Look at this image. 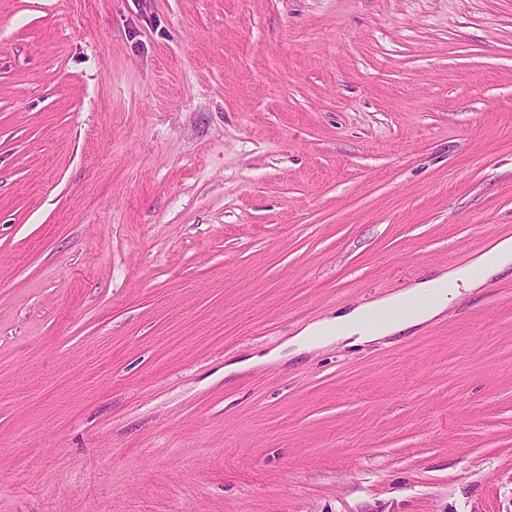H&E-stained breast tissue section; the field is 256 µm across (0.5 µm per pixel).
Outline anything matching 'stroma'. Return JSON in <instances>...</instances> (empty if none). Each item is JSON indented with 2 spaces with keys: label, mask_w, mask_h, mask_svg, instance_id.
<instances>
[{
  "label": "stroma",
  "mask_w": 512,
  "mask_h": 512,
  "mask_svg": "<svg viewBox=\"0 0 512 512\" xmlns=\"http://www.w3.org/2000/svg\"><path fill=\"white\" fill-rule=\"evenodd\" d=\"M512 0H0V512H512ZM509 267H512V238L505 237L478 256L468 267L433 274L401 293L361 304L347 313L305 326L288 340V348L293 345L299 350H311L352 337H355L352 344H366L380 337L402 332L442 314L448 303L460 294V288H477L486 278ZM472 268L482 272L481 279L472 276ZM411 301L414 305L397 318L377 323L369 320L379 310L395 308Z\"/></svg>",
  "instance_id": "1"
}]
</instances>
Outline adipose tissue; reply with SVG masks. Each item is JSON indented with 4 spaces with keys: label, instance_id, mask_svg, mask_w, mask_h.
<instances>
[{
    "label": "adipose tissue",
    "instance_id": "adipose-tissue-1",
    "mask_svg": "<svg viewBox=\"0 0 512 512\" xmlns=\"http://www.w3.org/2000/svg\"><path fill=\"white\" fill-rule=\"evenodd\" d=\"M512 267V238L506 237L478 256L472 267L444 271L416 282L405 291L354 307L347 313L305 326L290 343L316 349L349 338L370 343L380 337L420 325L442 314L464 288H476L481 278ZM481 278H474L472 269Z\"/></svg>",
    "mask_w": 512,
    "mask_h": 512
}]
</instances>
